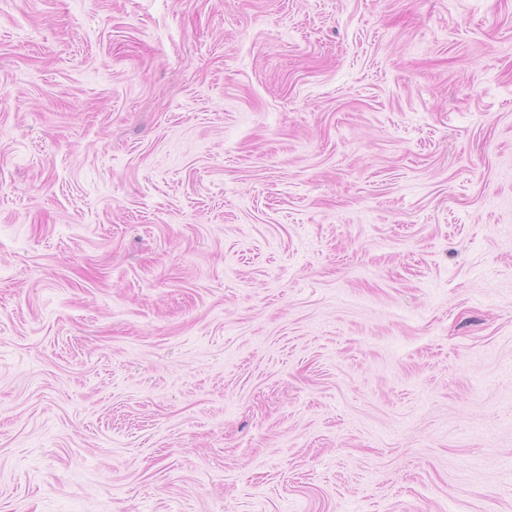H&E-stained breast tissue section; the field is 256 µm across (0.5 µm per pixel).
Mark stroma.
Masks as SVG:
<instances>
[{
	"label": "stroma",
	"instance_id": "35a3bbf8",
	"mask_svg": "<svg viewBox=\"0 0 512 512\" xmlns=\"http://www.w3.org/2000/svg\"><path fill=\"white\" fill-rule=\"evenodd\" d=\"M0 512H512V0H0Z\"/></svg>",
	"mask_w": 512,
	"mask_h": 512
}]
</instances>
